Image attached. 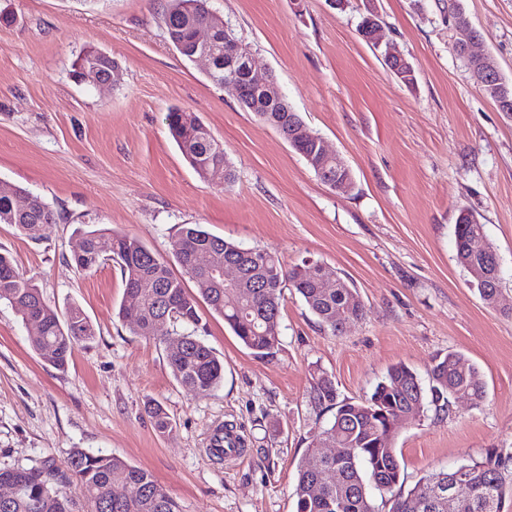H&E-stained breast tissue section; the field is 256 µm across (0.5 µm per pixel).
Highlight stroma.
<instances>
[{
  "instance_id": "1",
  "label": "stroma",
  "mask_w": 512,
  "mask_h": 512,
  "mask_svg": "<svg viewBox=\"0 0 512 512\" xmlns=\"http://www.w3.org/2000/svg\"><path fill=\"white\" fill-rule=\"evenodd\" d=\"M480 34L479 53L512 82V0H374L386 40L412 64L413 85L358 33L365 0H210L258 53L306 126L349 166L353 186L324 185L277 131L186 61L163 25L166 0H0V181L41 196L56 224L36 240L0 224V248L33 276L46 302L78 304L92 339L65 369L33 350L31 331L0 302V468L62 464L75 448L146 469L182 512H296L297 467L319 418L308 394L327 376L339 398L369 395L389 367L426 375L455 352L482 373L481 404L453 402L399 422L394 446L407 485L465 460L512 456V113L499 110L452 50L448 8ZM95 48L120 78L78 83ZM174 108L196 113L224 144L235 179H201L172 140ZM474 213L499 256L496 307L456 260L460 211ZM275 254L285 268L323 265L353 282L363 317L334 335L286 294L272 355L244 347L201 308L197 335L224 361L209 394L180 386L160 338L133 334L115 310L117 263L78 271L81 225L139 239L172 261L182 225ZM160 403L173 429L146 411ZM237 426L242 455L217 461V424Z\"/></svg>"
}]
</instances>
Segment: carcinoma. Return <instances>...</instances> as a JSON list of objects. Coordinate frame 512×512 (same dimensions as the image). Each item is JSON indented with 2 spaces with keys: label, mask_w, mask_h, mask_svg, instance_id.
Wrapping results in <instances>:
<instances>
[{
  "label": "carcinoma",
  "mask_w": 512,
  "mask_h": 512,
  "mask_svg": "<svg viewBox=\"0 0 512 512\" xmlns=\"http://www.w3.org/2000/svg\"><path fill=\"white\" fill-rule=\"evenodd\" d=\"M210 24L208 0H168L164 11L166 35L171 44L181 45L184 59L191 60L197 30ZM213 37L215 65L208 79L218 85L224 80V27H218ZM110 65L107 58L83 55L76 63L75 74L79 76L87 68L104 72ZM275 117L281 133L288 137L303 122L297 112H277ZM166 120L172 138L202 179L217 187L234 181L223 142L195 113L175 109ZM291 147L310 163L324 184L343 180L344 174L336 172V162L318 158L314 143L295 139ZM20 195L30 199L25 208L16 205ZM54 223L55 212L42 197L18 186L0 190V224H10L24 235L41 239ZM77 232L85 248L72 256L76 267L90 272L108 260L115 261L121 267L125 294L139 296L141 315L130 331L150 337L154 335V319L165 317L172 332L162 338V343L177 382L205 394L216 388L224 379V361L187 332L188 327L199 324L198 301L183 280L174 276L169 264L138 239L109 228H79ZM484 237V225L477 217L468 212L459 214L454 245L463 258L460 265H488L490 256L479 245ZM178 240L187 248L174 253L175 262L196 286L205 279L204 271L194 261L198 252L213 253L221 265L232 261L243 268L249 282L247 296L227 295L222 288H200L198 293L212 312L224 318L242 344L259 357L270 355L280 344L281 308L287 290L297 294L334 335L364 315L362 304L349 302L348 289L326 292L320 288L311 266L287 270L276 255L253 254L199 224L182 225ZM0 301L12 304L23 319L38 322L39 330L31 337V345L57 369L65 368L75 345L94 336L92 324L78 305L71 304L59 314L7 251H0ZM427 376L426 386L414 369L398 363L361 400H340L332 380L318 379L309 392V402L320 412L331 408L334 413L299 465L296 512H379L377 499L390 504V512H505L502 462L496 459L470 460L452 469L435 470L402 491L404 477L393 446V420L413 409L418 415L431 408L438 414H448L451 397L476 404L486 399L479 369L453 352L437 357ZM148 412L158 431L171 429L170 418L160 405H149ZM327 439L338 442L339 456H323L320 441ZM63 467L80 484L87 512H180L149 471L117 456L75 448L64 459ZM5 483L18 492L8 501L0 500V512H73V504L62 488V476L50 464L0 469V484Z\"/></svg>",
  "instance_id": "carcinoma-1"
}]
</instances>
